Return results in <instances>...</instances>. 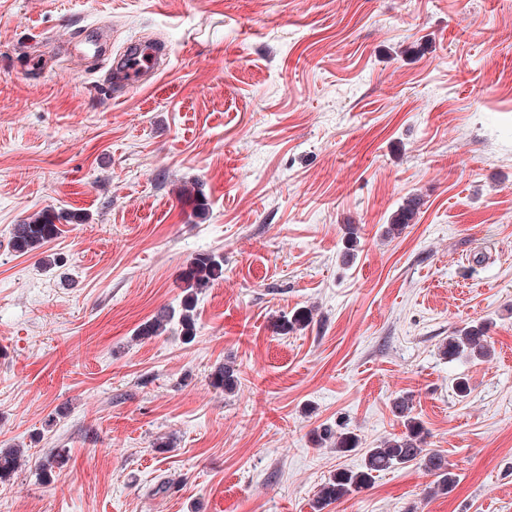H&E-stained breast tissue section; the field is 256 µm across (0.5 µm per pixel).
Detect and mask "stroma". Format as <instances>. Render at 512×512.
Returning <instances> with one entry per match:
<instances>
[{
  "mask_svg": "<svg viewBox=\"0 0 512 512\" xmlns=\"http://www.w3.org/2000/svg\"><path fill=\"white\" fill-rule=\"evenodd\" d=\"M132 39L162 70L118 91ZM47 209L85 221L15 250ZM207 252L195 340L136 338ZM474 322L490 356L445 357ZM401 394L456 487L395 468L329 512H512V0H0V512H313L362 461L321 427L376 446ZM421 206V200L419 197L411 195L405 198L402 204L393 212L390 218V224H388L385 232L388 236L399 235L404 227L408 224H412ZM239 369L231 362H224L210 373V383L217 389L232 393L239 384ZM318 445L330 442L336 453L345 455L346 453L362 450L361 438L353 431L340 432L333 431L330 427H324L318 433Z\"/></svg>",
  "mask_w": 512,
  "mask_h": 512,
  "instance_id": "35a3bbf8",
  "label": "stroma"
}]
</instances>
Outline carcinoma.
<instances>
[{"instance_id":"obj_1","label":"carcinoma","mask_w":512,"mask_h":512,"mask_svg":"<svg viewBox=\"0 0 512 512\" xmlns=\"http://www.w3.org/2000/svg\"><path fill=\"white\" fill-rule=\"evenodd\" d=\"M421 206L419 197L411 195L393 212L390 224L386 228L389 236L398 235L404 227L413 223ZM84 223V216L75 212L42 211L20 224L14 225L12 243L15 249L32 252L40 249L58 232L57 223ZM224 276V259L212 253H198L191 257L179 275L180 288L184 298L179 307H164L155 316L146 321L137 331V336L149 339L161 336L173 329L187 343L197 334L195 300L198 292L209 287ZM312 319L311 312L301 310L282 317L278 328L289 332L307 325ZM443 354L450 359L484 358L489 353V343L485 325L472 323L455 330L442 346ZM213 387L227 393L233 392L239 384L237 365L226 362L214 368L210 373ZM393 408L401 419L405 431L400 435L387 438L363 453L361 466L356 470L339 469L320 488L313 502L314 512H325L332 504L368 487L374 475L403 465H418L433 477L429 493H450L457 484V474L448 466L447 458L436 450L427 447L425 432L417 418L411 415L413 406L409 396L400 395L393 401ZM331 443L338 454L360 450L361 438L352 431L336 433L325 427L318 433V444ZM20 454L0 450V482L13 476L18 468Z\"/></svg>"}]
</instances>
